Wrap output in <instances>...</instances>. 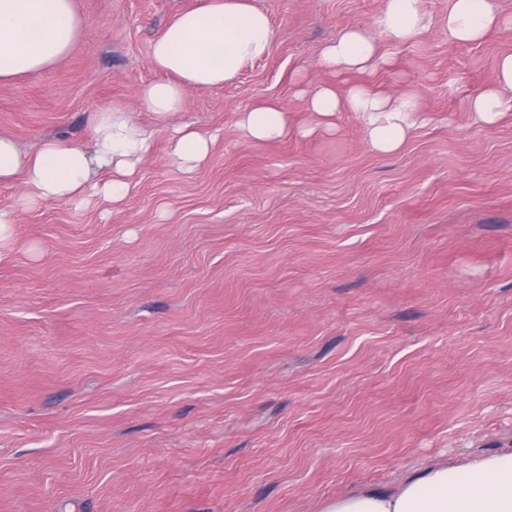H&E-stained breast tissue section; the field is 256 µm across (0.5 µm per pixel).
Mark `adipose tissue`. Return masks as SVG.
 Returning a JSON list of instances; mask_svg holds the SVG:
<instances>
[{"label": "adipose tissue", "mask_w": 512, "mask_h": 512, "mask_svg": "<svg viewBox=\"0 0 512 512\" xmlns=\"http://www.w3.org/2000/svg\"><path fill=\"white\" fill-rule=\"evenodd\" d=\"M434 26L449 41L471 44L492 30L511 29L512 16L502 15L497 0H453L448 13L437 18L421 0H385L370 26L344 27L336 40L317 50L316 60L337 74L374 70L389 63L388 47L412 42ZM82 28L74 0H0V85L59 63ZM272 41L270 19L252 0H202L200 7L173 14L152 42L150 63L161 77L140 85L136 96L160 120L171 121L169 153L183 170L204 163L215 140L213 133L180 121L187 91L234 81L247 64L268 56ZM307 98L309 112L321 118L361 114L371 145L383 154L402 147L419 110L409 92L378 93L364 84L342 95L323 85L309 90ZM470 108L485 123L512 112V54L500 59L492 82ZM237 126L246 137L278 140L288 133V114L279 102L262 101L240 112ZM89 128L90 144L51 138L33 151L0 135V185L23 188L13 204L0 206V261L10 255L18 210L81 203L92 193L118 203L135 189L155 127L117 105L93 113ZM324 512H512V451L428 468L391 494L340 496Z\"/></svg>", "instance_id": "adipose-tissue-1"}]
</instances>
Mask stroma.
Segmentation results:
<instances>
[{
    "instance_id": "35a3bbf8",
    "label": "stroma",
    "mask_w": 512,
    "mask_h": 512,
    "mask_svg": "<svg viewBox=\"0 0 512 512\" xmlns=\"http://www.w3.org/2000/svg\"><path fill=\"white\" fill-rule=\"evenodd\" d=\"M201 0H75L70 54L0 86V135L84 142L92 113L155 124L136 191L21 211L0 263V512H323L413 474L512 450V113L470 99L512 33L438 30L336 75L319 47L383 0H253L269 55L182 117L220 130L183 172L136 104L150 45ZM415 95L382 154L363 118L299 93ZM273 98L290 131L243 136Z\"/></svg>"
}]
</instances>
